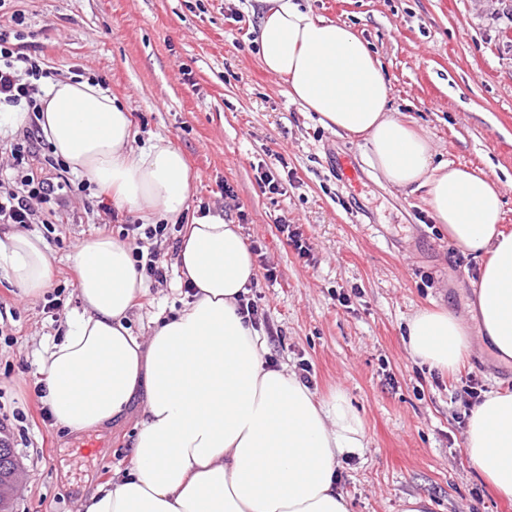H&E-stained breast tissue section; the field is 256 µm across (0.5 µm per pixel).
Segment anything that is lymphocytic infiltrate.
Instances as JSON below:
<instances>
[{
  "instance_id": "obj_1",
  "label": "lymphocytic infiltrate",
  "mask_w": 512,
  "mask_h": 512,
  "mask_svg": "<svg viewBox=\"0 0 512 512\" xmlns=\"http://www.w3.org/2000/svg\"><path fill=\"white\" fill-rule=\"evenodd\" d=\"M47 75L40 59L28 53L22 32L0 31V104L30 115L27 126L12 144L9 173L0 174V224L33 223L39 203L60 209L66 205L64 195L71 184L54 178L55 172L66 171V164L62 159L40 154L39 81ZM169 237L170 227L166 224H126L121 229V238L131 246L137 269L157 283L166 281L167 269L154 243Z\"/></svg>"
}]
</instances>
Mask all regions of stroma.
I'll use <instances>...</instances> for the list:
<instances>
[{"label": "stroma", "mask_w": 512, "mask_h": 512, "mask_svg": "<svg viewBox=\"0 0 512 512\" xmlns=\"http://www.w3.org/2000/svg\"><path fill=\"white\" fill-rule=\"evenodd\" d=\"M296 2L370 44L391 113L426 131L434 162L476 166L497 181L512 230V0ZM18 14L51 80L98 82L129 110L133 151L163 139L183 153L195 192L181 224L224 216L258 246L257 270H275L276 282L258 278L250 292L267 361L296 373L310 367L311 389L345 392L364 421L366 448L343 461L337 481L350 512H403L410 496L431 500V512H512L468 459L462 417L470 379L486 392L512 390V364L476 346L447 373L419 363L403 340L417 312L466 316L483 258L449 241L424 190L390 185L361 139L337 136L289 100L283 79L258 61V0H7L0 27L14 28ZM340 159L356 184L338 180ZM261 163L283 193L260 186ZM69 180L64 217L43 207L26 227L52 257L53 285L65 288L58 319L0 275V413L22 470L11 512H78L82 493L111 479L139 420L134 412L78 439L48 419L37 396L41 357L80 305L72 255L86 239L141 221L123 208L103 222L98 190H78L80 175ZM283 221L308 239L310 257L288 245ZM185 300L176 278L147 282L133 334L147 336L157 315Z\"/></svg>", "instance_id": "1"}]
</instances>
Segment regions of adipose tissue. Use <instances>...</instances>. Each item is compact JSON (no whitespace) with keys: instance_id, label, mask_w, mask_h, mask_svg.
I'll list each match as a JSON object with an SVG mask.
<instances>
[{"instance_id":"obj_1","label":"adipose tissue","mask_w":512,"mask_h":512,"mask_svg":"<svg viewBox=\"0 0 512 512\" xmlns=\"http://www.w3.org/2000/svg\"><path fill=\"white\" fill-rule=\"evenodd\" d=\"M260 2L259 61L284 78L289 99L336 134L362 138L386 182L425 189L449 241L484 255L471 314L487 348L511 361L512 232L500 228L498 182L433 162L428 137L389 112L386 76L360 36L294 0ZM42 108L54 154L111 190L117 205L167 220L187 209L193 177L180 150L160 140L133 152L130 113L101 85L56 81ZM73 261L81 309L41 359V403L57 427L78 435L143 402L127 465L80 512H349L337 470L364 448L363 420L346 394L317 400L294 372L266 363L258 329L238 312L257 270L236 225L219 215L186 225L176 265L193 295L177 315L157 317L144 339L126 325L145 291L130 247L101 234ZM0 270L27 298L51 285L46 246L27 232L0 240ZM405 344L441 370L472 348L463 319L445 310L414 315ZM465 449L512 501V392H490L472 410Z\"/></svg>"}]
</instances>
